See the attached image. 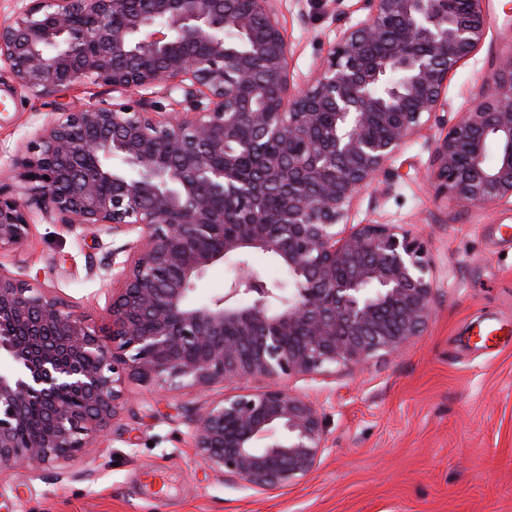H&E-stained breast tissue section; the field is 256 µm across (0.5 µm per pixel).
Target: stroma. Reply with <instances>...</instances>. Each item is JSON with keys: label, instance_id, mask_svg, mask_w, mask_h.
Wrapping results in <instances>:
<instances>
[{"label": "stroma", "instance_id": "obj_1", "mask_svg": "<svg viewBox=\"0 0 512 512\" xmlns=\"http://www.w3.org/2000/svg\"><path fill=\"white\" fill-rule=\"evenodd\" d=\"M295 84L307 82L342 33L364 18L358 0H278ZM479 51L451 76L449 121L467 111L492 57L512 51V0H491ZM112 100L87 79L60 96L21 88L0 66V171L58 103L78 111ZM431 125L389 161L353 202L354 224H396L428 241L433 315L397 356L364 370L293 376L284 385L324 413L328 448L316 471L264 493L226 481L197 455L191 415L261 378L207 387L146 386L128 379L114 425L70 466L26 479L0 475V512H512V204L462 209L437 195ZM129 236H84L37 222L27 246L4 262L21 283L64 302L89 325L106 321L108 251ZM501 332L481 342L480 326Z\"/></svg>", "mask_w": 512, "mask_h": 512}]
</instances>
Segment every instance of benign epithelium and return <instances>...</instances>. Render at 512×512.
Returning a JSON list of instances; mask_svg holds the SVG:
<instances>
[{
    "instance_id": "1",
    "label": "benign epithelium",
    "mask_w": 512,
    "mask_h": 512,
    "mask_svg": "<svg viewBox=\"0 0 512 512\" xmlns=\"http://www.w3.org/2000/svg\"><path fill=\"white\" fill-rule=\"evenodd\" d=\"M274 2L246 12L236 0H27L0 20V62L20 87L50 96L91 78L121 95L59 106L11 159L0 251L24 249L36 215L136 235L104 332L0 262V473L74 460L113 425L125 375L173 388L261 377L263 391L193 414V445L224 480L287 488L319 467L327 433L321 410L280 380L362 368L426 329V242L395 224H352L351 206L412 136L444 126L443 94L485 41L490 0H360L364 19L300 89ZM157 85L184 92L178 115L127 99ZM244 124L280 147L257 179L229 149ZM432 179L462 207L512 200V53L435 141ZM271 187L277 224L259 206ZM255 253L286 269L290 287L264 280ZM226 259L236 275L224 294L194 299ZM34 406L44 426L24 438Z\"/></svg>"
}]
</instances>
